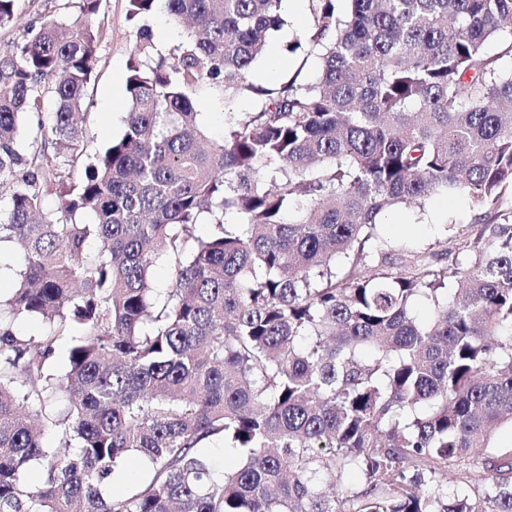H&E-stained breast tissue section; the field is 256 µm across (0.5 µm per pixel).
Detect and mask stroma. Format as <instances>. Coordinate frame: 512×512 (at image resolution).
<instances>
[{
	"mask_svg": "<svg viewBox=\"0 0 512 512\" xmlns=\"http://www.w3.org/2000/svg\"><path fill=\"white\" fill-rule=\"evenodd\" d=\"M80 0H15L12 24L0 29V49L21 40L29 25L61 14L78 15ZM94 21L105 36L99 46V61L88 90L87 126L89 138L85 144L87 155L101 151L123 131L122 115L126 109L125 77L135 44V29L126 18V0H101ZM318 58L304 52L284 53L277 71H269L266 60H258L251 72L254 83L274 86L293 80L304 85L313 81L319 70ZM257 100L251 95L235 99L232 106L224 104V90L220 87L203 88L195 97L198 119L210 138L224 134V112L253 111ZM478 212L471 198L455 192L449 196L427 201L424 210L401 208L384 216L382 232L395 257L408 259L413 252L444 238L448 225L467 234L477 230Z\"/></svg>",
	"mask_w": 512,
	"mask_h": 512,
	"instance_id": "1",
	"label": "stroma"
}]
</instances>
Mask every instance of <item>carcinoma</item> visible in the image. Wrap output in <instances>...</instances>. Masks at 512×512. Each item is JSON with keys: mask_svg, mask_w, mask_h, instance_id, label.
<instances>
[{"mask_svg": "<svg viewBox=\"0 0 512 512\" xmlns=\"http://www.w3.org/2000/svg\"><path fill=\"white\" fill-rule=\"evenodd\" d=\"M81 2L0 52V244L23 246L0 299V512H512V0H307L320 73L274 88L249 73L283 0H164L189 27L164 55L159 0H126L123 134L75 181L103 39ZM204 85L258 106L212 140ZM455 191L475 237L397 262L382 214ZM157 245L175 273L153 301ZM29 317L57 328L21 336ZM217 436L238 468L214 466ZM131 453L147 474L116 491ZM148 23L154 33L155 46L162 52H165L170 46L178 42L184 33V28L178 27L173 22L169 21L162 2H159L156 11L149 18ZM168 31L177 32L179 37L176 39H165L164 33Z\"/></svg>", "mask_w": 512, "mask_h": 512, "instance_id": "cac0c4a2", "label": "carcinoma"}]
</instances>
